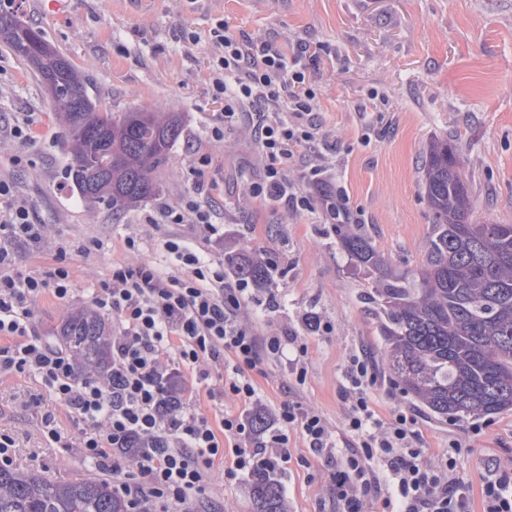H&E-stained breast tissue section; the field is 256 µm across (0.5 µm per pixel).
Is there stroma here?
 Returning a JSON list of instances; mask_svg holds the SVG:
<instances>
[{
	"mask_svg": "<svg viewBox=\"0 0 512 512\" xmlns=\"http://www.w3.org/2000/svg\"><path fill=\"white\" fill-rule=\"evenodd\" d=\"M39 4L15 0L14 7L70 60L103 108L178 112L184 132L155 173V196L117 213L83 200L66 178L62 113L34 71L0 43V179L45 227L40 243L17 246L16 266L43 274L62 264L74 284L67 301L49 292L34 301L33 329L62 346L61 325L95 309L91 290L110 278L113 260L165 263L161 246L178 237L221 259L245 253L270 260L272 284L256 289L249 312L261 317L263 330L293 332L306 347L301 384L289 385L287 359L270 360L266 375L253 378L260 399L250 406L223 393L215 371L203 382L189 378L188 409L216 424L258 408L274 435L280 405L294 399L341 433L338 387L347 357L359 351L378 376L369 391L376 416L386 422L398 408H415L389 375L362 299L369 276L341 250L334 225L323 213L292 214L247 195L243 173L263 164L250 125L212 136L224 106L211 97L209 31L221 19L235 38L300 53L324 134L310 154L327 171L326 189L345 195L377 252L406 271L421 264L431 231L422 168L433 140H448L463 160L475 221L512 224V0H65L50 14ZM189 32L195 42L186 40ZM26 114L33 142L23 148L9 129ZM201 153L211 163L196 182L189 168ZM200 184L201 203L223 225V239L203 241L190 224L149 223L159 205L181 207ZM128 236L140 240V250H121ZM312 313L333 332L308 329ZM52 428L58 439L49 436ZM83 428L38 377L0 375V433L15 440L16 469L55 482L100 479L97 466L71 447ZM453 440L462 446L453 475L468 491L470 512H483L485 482L495 469H512V410L464 421L419 412L417 445L429 460L447 454ZM288 452L275 468L287 512H337L332 465L311 455L293 430ZM234 467L229 451L214 463V512H254L248 472L225 477Z\"/></svg>",
	"mask_w": 512,
	"mask_h": 512,
	"instance_id": "obj_1",
	"label": "stroma"
}]
</instances>
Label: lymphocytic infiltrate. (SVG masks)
I'll return each instance as SVG.
<instances>
[{
    "instance_id": "obj_1",
    "label": "lymphocytic infiltrate",
    "mask_w": 512,
    "mask_h": 512,
    "mask_svg": "<svg viewBox=\"0 0 512 512\" xmlns=\"http://www.w3.org/2000/svg\"><path fill=\"white\" fill-rule=\"evenodd\" d=\"M210 43L211 93L224 105L222 123L212 132L220 136L225 128L251 123L264 158L261 170L244 178L249 196L294 213L319 209L327 219L353 223L343 197L322 193V171L306 154L321 127L313 115L315 93L298 57L267 41L234 38L221 20L210 30ZM292 167L305 170L314 194L296 189L288 176ZM2 198L11 204L0 220V335L9 340L0 346V372L37 376L57 403L84 422L78 453L111 474L114 493L126 498L133 512H202L224 439L235 442L236 470L249 471L287 458L283 432L290 428L314 455L335 458L338 512H367L373 492L383 494L388 512H469L467 492L452 475L460 444H450L446 456L430 462L414 442L415 412L402 408L382 423L368 398L375 374L365 353L349 356L339 388L350 437L343 451L326 420L294 400L280 406L276 420L282 433L269 446H249L251 426L244 416L225 415L216 430L207 417L188 411L183 369L197 370L205 380L209 366H225L229 391L254 403L252 374L263 373L266 362L287 352L301 358L306 348L298 337L261 332L245 314L252 297L248 282H227L223 261L184 240L169 239L162 246L179 267L174 274L151 260L113 263L110 278L93 292L95 305L117 321L112 368L105 376H78L65 350L31 332L32 301L47 291L69 298L70 272L58 266L32 276L15 269L17 244L39 243L43 227L0 179ZM158 216L166 224H195L208 239L224 234L211 211L193 198L179 208H160ZM174 340L176 357L164 358Z\"/></svg>"
}]
</instances>
